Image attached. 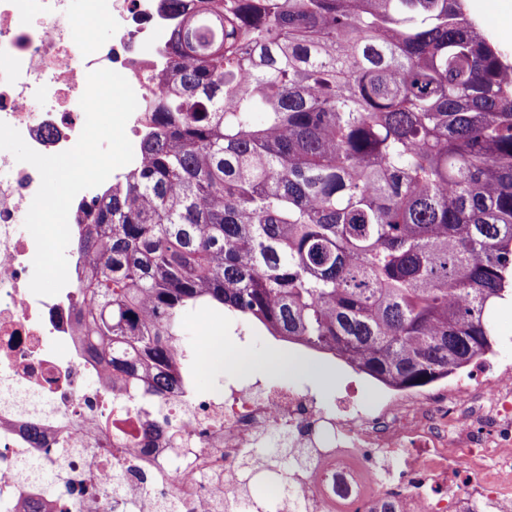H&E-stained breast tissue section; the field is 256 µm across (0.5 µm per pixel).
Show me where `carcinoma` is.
<instances>
[{"mask_svg": "<svg viewBox=\"0 0 512 512\" xmlns=\"http://www.w3.org/2000/svg\"><path fill=\"white\" fill-rule=\"evenodd\" d=\"M141 165L87 212V352L161 405L227 312L417 388L493 351L512 296V65L463 0H166ZM144 436L175 439L165 415Z\"/></svg>", "mask_w": 512, "mask_h": 512, "instance_id": "cac0c4a2", "label": "carcinoma"}]
</instances>
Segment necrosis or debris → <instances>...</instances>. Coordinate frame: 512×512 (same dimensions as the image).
<instances>
[{
    "instance_id": "obj_1",
    "label": "necrosis or debris",
    "mask_w": 512,
    "mask_h": 512,
    "mask_svg": "<svg viewBox=\"0 0 512 512\" xmlns=\"http://www.w3.org/2000/svg\"><path fill=\"white\" fill-rule=\"evenodd\" d=\"M177 23L163 0H0V121L38 153L71 149L85 124L88 73L111 69L137 99L155 95ZM126 135L131 163L75 196L70 231L140 164L139 114ZM40 183L33 165L0 151V512H167L173 503L179 512H252L240 473L268 471L264 448L298 460L289 481L273 484L280 512H471L479 499L512 512L508 367L442 396L412 389L334 407L259 381L225 383L217 396L178 390L162 411L183 442L142 441L144 405L113 397L108 373L85 352L74 286L81 256L72 255L59 294L29 288L36 244L24 221ZM25 462L85 495L49 497L21 472ZM116 479L126 493L113 492ZM158 484L168 495L155 493Z\"/></svg>"
}]
</instances>
